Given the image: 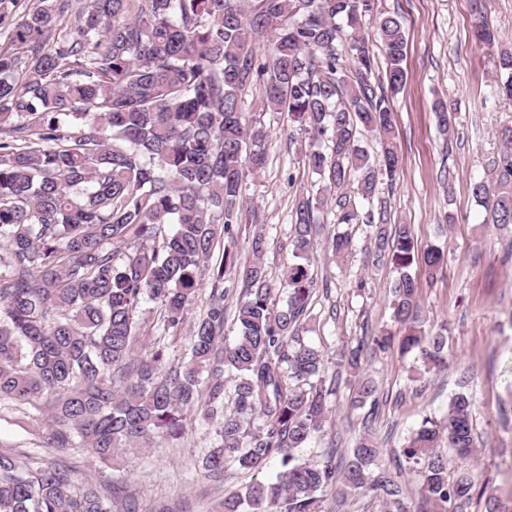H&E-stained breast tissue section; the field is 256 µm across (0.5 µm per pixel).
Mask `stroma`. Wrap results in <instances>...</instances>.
I'll list each match as a JSON object with an SVG mask.
<instances>
[{
  "label": "stroma",
  "instance_id": "obj_1",
  "mask_svg": "<svg viewBox=\"0 0 512 512\" xmlns=\"http://www.w3.org/2000/svg\"><path fill=\"white\" fill-rule=\"evenodd\" d=\"M376 12L398 16L406 38L407 80L391 99L395 145L401 159L394 182L379 180L372 210L388 224L410 225L419 248L442 247L448 253L435 276L419 273L418 300L428 327L447 328L448 364L411 379L414 353L392 347L369 361L367 377L381 400L371 428L385 448L400 447L424 415H441L450 397L468 385L474 397L476 454L466 461L488 482L487 491L512 498V229L486 222V209L473 197L474 182L492 177L500 148L499 134L512 126V101L493 90L504 81L495 62L501 50H512V0H487L475 14L470 0H375ZM486 22L497 41L477 45L472 31ZM443 100L453 115L454 133L442 138L432 110ZM251 115L270 132L268 163L246 181L245 196L266 229L264 260L273 280H281L290 255L287 237L292 207L300 194L315 186L304 164L308 141L291 132L288 116L265 112L258 91H248ZM354 250L336 265L318 242L315 270L320 288L311 304V332L305 336L326 354L342 342L397 332L390 308L395 273L372 263L363 229L352 233ZM364 288H357V281ZM352 392L342 387L323 430L297 454L321 459L330 444L352 447L364 428V410L351 409ZM215 437L214 427L198 418L187 420V432L176 448H147L123 453L104 466L73 452L44 447L37 425L25 407L0 404V448L61 457L75 466L80 481L118 488L142 506L169 512H220L225 493L242 490L253 476L229 470L223 481L205 478L201 457Z\"/></svg>",
  "mask_w": 512,
  "mask_h": 512
}]
</instances>
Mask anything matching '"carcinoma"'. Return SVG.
Returning a JSON list of instances; mask_svg holds the SVG:
<instances>
[{
	"instance_id": "cac0c4a2",
	"label": "carcinoma",
	"mask_w": 512,
	"mask_h": 512,
	"mask_svg": "<svg viewBox=\"0 0 512 512\" xmlns=\"http://www.w3.org/2000/svg\"><path fill=\"white\" fill-rule=\"evenodd\" d=\"M0 36V403L28 408L47 447L101 462L157 438L172 445L199 415L215 426L202 457L215 480L279 465L275 479L226 495L224 512H328L332 488L338 508L370 494L384 512H464L478 476L451 472L436 448L444 439L461 459L475 451L467 392L390 451L396 473L378 466L383 449L368 433L347 450L331 444L318 461L296 455L322 430L342 373L394 340L383 329L342 344L333 360L304 340L328 199L335 223L365 227L375 264L397 273L401 350L417 352L427 372L448 362L446 337L420 319L411 274L447 254L431 246L421 256L410 225L362 213L379 177L392 182L400 169L390 102L406 81L398 18L374 14V0H0ZM376 42L385 61L377 87ZM496 67L512 100L511 50ZM253 88L262 110L286 113L308 135L305 167L321 184L295 204L283 302L264 231L252 234V261L237 258L246 180L268 162V132L246 112ZM364 131L378 139L374 156L359 146ZM502 138L494 177L472 193L487 223L506 227L512 127ZM167 224L176 226L169 235ZM329 245L342 259L352 235L337 232ZM233 296L239 335L228 344L224 301ZM146 299L161 307L152 323L135 319ZM167 342L183 343L178 361L167 359ZM367 404L378 405L369 378L351 398ZM406 470L419 477L412 509L399 481ZM114 501L112 489L80 482L62 462L0 449V512H114Z\"/></svg>"
}]
</instances>
